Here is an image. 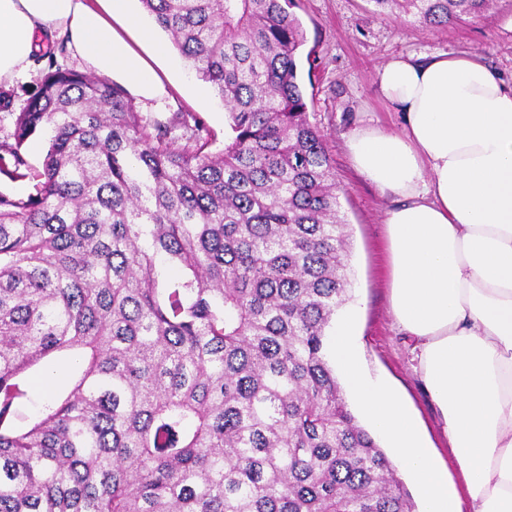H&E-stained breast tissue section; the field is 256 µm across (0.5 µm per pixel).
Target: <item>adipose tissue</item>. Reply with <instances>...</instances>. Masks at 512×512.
Returning <instances> with one entry per match:
<instances>
[{
  "mask_svg": "<svg viewBox=\"0 0 512 512\" xmlns=\"http://www.w3.org/2000/svg\"><path fill=\"white\" fill-rule=\"evenodd\" d=\"M57 34L91 73L138 96L164 94L166 44L132 0H0V83ZM396 130L359 123L357 171L393 200L385 214L391 311L411 367L438 408L472 512H512V84L469 53L399 56L378 69ZM355 317L328 352L370 425L417 484L421 512H459L403 401L362 372Z\"/></svg>",
  "mask_w": 512,
  "mask_h": 512,
  "instance_id": "ef3b65f1",
  "label": "adipose tissue"
}]
</instances>
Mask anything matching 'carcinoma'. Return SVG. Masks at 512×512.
Wrapping results in <instances>:
<instances>
[{
    "mask_svg": "<svg viewBox=\"0 0 512 512\" xmlns=\"http://www.w3.org/2000/svg\"><path fill=\"white\" fill-rule=\"evenodd\" d=\"M140 2L223 101L224 149L69 68L15 116L0 178L35 184L0 193V512H415L324 353L349 234L293 0ZM369 2L445 27L491 0ZM63 351L70 391L20 424L24 373Z\"/></svg>",
    "mask_w": 512,
    "mask_h": 512,
    "instance_id": "cac0c4a2",
    "label": "carcinoma"
}]
</instances>
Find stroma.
I'll list each match as a JSON object with an SVG mask.
<instances>
[{"label":"stroma","mask_w":512,"mask_h":512,"mask_svg":"<svg viewBox=\"0 0 512 512\" xmlns=\"http://www.w3.org/2000/svg\"><path fill=\"white\" fill-rule=\"evenodd\" d=\"M294 14L307 35L315 77L305 84L310 119L323 132L336 177L339 213L349 225L351 305L360 309L357 329L366 372L392 384L420 417L447 466L449 488L461 485L448 440L438 424V415L409 363V339L398 330L390 312L387 285V249L384 212L390 205L375 185L353 167L346 136L361 116L392 129L400 119L379 94L374 77L377 68L402 55L427 56L435 52H470L483 56L503 79L512 78V0H492L481 17L442 28H428L412 17L397 13L377 15L371 0H295ZM80 68L81 62L56 37L47 53H37L31 68L11 82L0 84L8 107L0 106V139L13 129L16 115L38 90L50 64ZM167 93L155 100L136 99L141 116L171 126L181 136L179 122L192 113L214 134L212 151L224 147L225 122L214 113L222 102L214 88L197 78L177 49L168 59L155 63ZM76 370L74 357L56 353L29 370L27 395L21 410L35 418L43 405L64 396Z\"/></svg>","instance_id":"stroma-1"}]
</instances>
